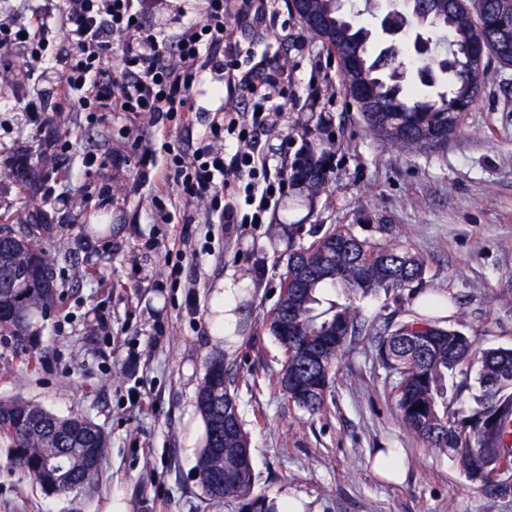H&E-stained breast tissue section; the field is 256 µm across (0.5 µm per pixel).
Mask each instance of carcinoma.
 I'll return each mask as SVG.
<instances>
[{
  "instance_id": "obj_1",
  "label": "carcinoma",
  "mask_w": 512,
  "mask_h": 512,
  "mask_svg": "<svg viewBox=\"0 0 512 512\" xmlns=\"http://www.w3.org/2000/svg\"><path fill=\"white\" fill-rule=\"evenodd\" d=\"M444 2L441 11L430 14L423 0H411L412 14L399 18L400 25L425 33L436 46L447 41L446 51L422 59L379 35L368 0L348 17L337 12L336 0H301L297 15L337 52L344 91L362 87L351 98L366 133L385 147L420 152L447 143L436 133L446 127L448 139L456 136L464 113L485 87L489 60L512 66V38L502 40L495 27L501 0ZM308 152L291 177L317 192L328 183L327 170L314 149ZM37 175L35 166L21 160L7 177L23 189ZM51 231L36 214L16 229L0 227V335L11 337L23 351L31 348V319L46 314L59 300L53 279L58 257L42 246ZM348 241L358 237L339 225L291 253L296 271H287L266 321L284 354L276 385L310 413L324 407L326 381L336 359L364 327L349 305L317 311L320 292L341 288L354 298L408 288L424 273L420 258L365 240L353 256L340 253V243ZM415 325L428 327L432 335L425 352L405 335ZM308 351L319 352L322 361L306 362ZM377 356L396 375L392 397L407 432L450 450L465 475L479 473L485 485L512 471L511 348L479 349L462 332L421 318L380 340ZM473 364L478 365L474 385L466 370ZM197 408L207 431L196 465L203 491L214 500L250 496L255 480L250 440L219 354L206 360ZM486 413L500 414L490 433L474 427ZM218 446L222 451H215ZM0 447L12 467L33 476L44 493L58 495L98 478L108 440L80 413L60 417L12 398L0 399Z\"/></svg>"
}]
</instances>
